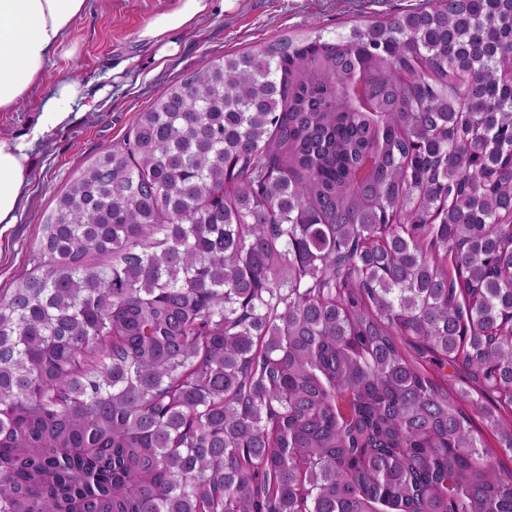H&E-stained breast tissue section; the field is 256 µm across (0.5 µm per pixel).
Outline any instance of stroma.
I'll use <instances>...</instances> for the list:
<instances>
[{
    "mask_svg": "<svg viewBox=\"0 0 512 512\" xmlns=\"http://www.w3.org/2000/svg\"><path fill=\"white\" fill-rule=\"evenodd\" d=\"M411 0H212L208 15L156 45L138 33L176 0H88L46 71L42 85L10 112L0 135L31 141L32 165L17 223L0 227V292L32 268L30 254L54 197L101 152L127 137L138 112L202 57L219 58L285 35L333 30L344 21L395 13ZM76 81L81 98L69 119L39 139L31 130L59 76Z\"/></svg>",
    "mask_w": 512,
    "mask_h": 512,
    "instance_id": "1",
    "label": "stroma"
}]
</instances>
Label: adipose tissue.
<instances>
[{"label":"adipose tissue","instance_id":"1","mask_svg":"<svg viewBox=\"0 0 512 512\" xmlns=\"http://www.w3.org/2000/svg\"><path fill=\"white\" fill-rule=\"evenodd\" d=\"M87 0H0V112L12 111L19 100L42 83L49 62L65 42ZM211 0H178L171 11L155 16L138 34L140 41L160 43L170 32L193 25L207 15ZM77 84L58 77L32 133L64 123ZM28 143L0 136V225L18 219L22 188L31 169Z\"/></svg>","mask_w":512,"mask_h":512}]
</instances>
